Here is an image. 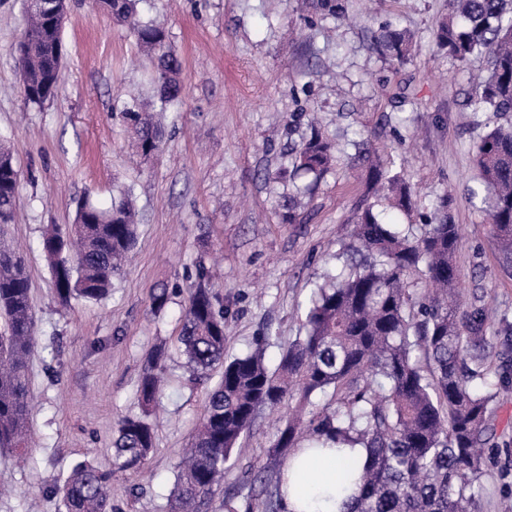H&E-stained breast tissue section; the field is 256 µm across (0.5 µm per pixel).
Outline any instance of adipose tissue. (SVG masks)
I'll list each match as a JSON object with an SVG mask.
<instances>
[{"instance_id":"obj_1","label":"adipose tissue","mask_w":512,"mask_h":512,"mask_svg":"<svg viewBox=\"0 0 512 512\" xmlns=\"http://www.w3.org/2000/svg\"><path fill=\"white\" fill-rule=\"evenodd\" d=\"M336 451H299L284 470L283 503L286 512H347L357 494L355 485L337 492L334 484L338 469Z\"/></svg>"}]
</instances>
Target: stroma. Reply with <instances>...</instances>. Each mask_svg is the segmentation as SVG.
Here are the masks:
<instances>
[{"mask_svg":"<svg viewBox=\"0 0 512 512\" xmlns=\"http://www.w3.org/2000/svg\"><path fill=\"white\" fill-rule=\"evenodd\" d=\"M448 0H345L342 18L307 24L296 0H138L136 17L162 28L182 62L179 103L160 118L159 152L130 154L126 102L153 101V63L128 25L89 0H68L65 58L53 98L29 103L18 67L23 0H0V141L21 172L13 224L4 226L26 260L35 323L29 362L34 409L28 460L0 450V512H59L47 488L86 461L112 467L118 422L140 413L138 384L152 351L165 349V382L156 440L144 469L113 478L114 512H169L183 448L222 370L191 379L178 342L198 263L216 267L226 316L224 357L263 340L276 367L304 335L313 283L333 269L349 242L358 206L370 198L373 159L400 162L418 192L404 224H419L452 194L459 224L462 298L483 286L486 320L497 333L512 321V276L480 199L474 147L497 123L468 102L473 75L433 49ZM409 31L414 51L398 65L374 43L382 25ZM338 144L336 164L289 208L291 183L270 182L292 148L309 137V115ZM130 190L137 241L111 294L100 302L61 304L38 243L51 224L73 223L78 201L109 207ZM169 301L154 310L152 294ZM261 412L224 466V480L197 512H256L284 470L272 445L288 411ZM496 437L482 450L480 512H500L512 497V392L493 406Z\"/></svg>","mask_w":512,"mask_h":512,"instance_id":"1","label":"stroma"}]
</instances>
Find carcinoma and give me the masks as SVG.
<instances>
[{"mask_svg":"<svg viewBox=\"0 0 512 512\" xmlns=\"http://www.w3.org/2000/svg\"><path fill=\"white\" fill-rule=\"evenodd\" d=\"M310 15L334 18L341 0H301ZM450 16L434 33L438 51L459 64L486 60V75L472 85L471 103L505 120L475 147V166L489 195L487 223L493 225L499 266L512 274V0H449ZM99 8L128 24L137 44L154 61V87L164 102L181 97L182 63L165 32L135 18V0H99ZM381 52L399 64L411 59L412 36L390 26L377 37ZM62 25L46 12L26 14L20 40V75L25 98L41 104L55 95L64 58ZM123 118L144 157L159 150L164 127L133 103ZM333 144L315 132L292 153V172L321 176L333 165ZM375 181L390 207L412 210L415 190L401 173L373 164ZM11 152L0 147V224L14 219L19 185ZM441 212L423 225L389 223L379 201L357 210L352 242L336 252L339 271L310 292L305 335L288 344L275 370L264 361L263 341L224 360V304L208 269L196 268L197 286L188 297L179 343L193 372L224 361L208 394L203 417L176 474L172 512L191 506L224 476V465L241 447L260 411L278 406L296 389L299 408L331 393L336 408L311 411L288 421L272 448L298 449L301 435L311 447L365 449L361 459L344 458L340 486L357 481L349 512H478L474 482L482 474V448L495 438L492 403L512 383V357L496 353L487 338L481 297H456L461 278L456 261L461 234ZM137 215L129 192L103 209L81 203L74 223L53 225L40 248L55 295L98 302L136 243ZM0 448L28 454L24 429L30 414L28 356L34 339L30 281L23 257L0 244ZM164 352L156 350L140 379L142 412L125 417L114 441L112 470L76 464L63 483L50 487L65 512H112V477L137 469L155 444L150 416L158 402Z\"/></svg>","mask_w":512,"mask_h":512,"instance_id":"obj_1","label":"carcinoma"}]
</instances>
